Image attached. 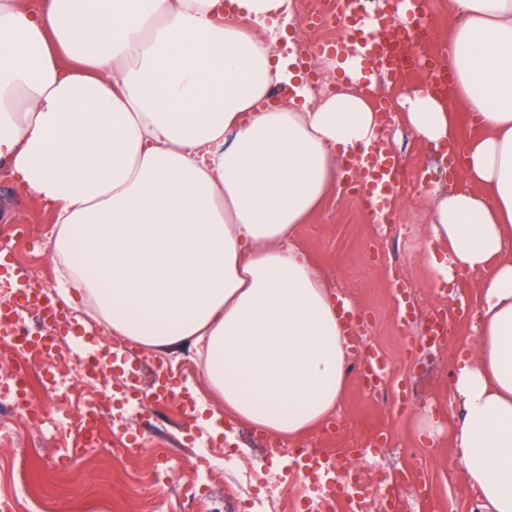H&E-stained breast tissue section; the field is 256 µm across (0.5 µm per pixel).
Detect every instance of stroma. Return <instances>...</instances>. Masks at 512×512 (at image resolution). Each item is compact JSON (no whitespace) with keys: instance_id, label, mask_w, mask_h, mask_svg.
<instances>
[{"instance_id":"stroma-1","label":"stroma","mask_w":512,"mask_h":512,"mask_svg":"<svg viewBox=\"0 0 512 512\" xmlns=\"http://www.w3.org/2000/svg\"><path fill=\"white\" fill-rule=\"evenodd\" d=\"M384 135L401 168L389 223L375 222L355 184L330 192L297 230L300 246L336 293L364 317L361 340L387 363L384 393H370L350 371L335 416L302 445L331 451L350 448L357 436H382L370 457L352 455V467L371 485L406 473L403 512H479L478 495L462 480L461 461L448 441L458 415L450 373L458 356L477 348L481 277L459 274L452 292L440 294L427 252L435 203L462 180L443 170L439 155L402 123L390 121ZM51 223V212L0 170V247L27 271L28 284L44 288L56 284ZM402 283L419 309L409 321L397 310L395 287ZM436 309L448 314L447 337L426 353L422 324ZM131 354L143 384L159 375L207 390L190 349L163 354L135 348ZM103 393L91 380L67 384L58 399L39 397L38 419L0 402V512H251V500L267 495L274 512H293L304 484L273 470L269 441L242 424L232 425L230 442L188 425L179 394L160 404L130 397L123 407H108L98 423L100 443L63 461L73 436L60 415H77ZM426 416L441 420L440 435L421 434L419 421ZM118 427L138 437L140 453L117 454L121 441L112 431Z\"/></svg>"}]
</instances>
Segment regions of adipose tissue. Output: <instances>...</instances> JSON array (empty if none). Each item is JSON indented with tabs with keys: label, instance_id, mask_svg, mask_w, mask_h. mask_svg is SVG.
Wrapping results in <instances>:
<instances>
[{
	"label": "adipose tissue",
	"instance_id": "ef3b65f1",
	"mask_svg": "<svg viewBox=\"0 0 512 512\" xmlns=\"http://www.w3.org/2000/svg\"><path fill=\"white\" fill-rule=\"evenodd\" d=\"M451 95L388 100L459 158L428 227L434 282L484 276L477 358L451 372L452 443L480 512H512V0H445ZM296 0H0V166L50 209L56 290L134 345L192 347L225 420L290 443L348 384L350 340L297 228L383 126L358 44L306 81ZM287 90L280 102L274 88Z\"/></svg>",
	"mask_w": 512,
	"mask_h": 512
}]
</instances>
